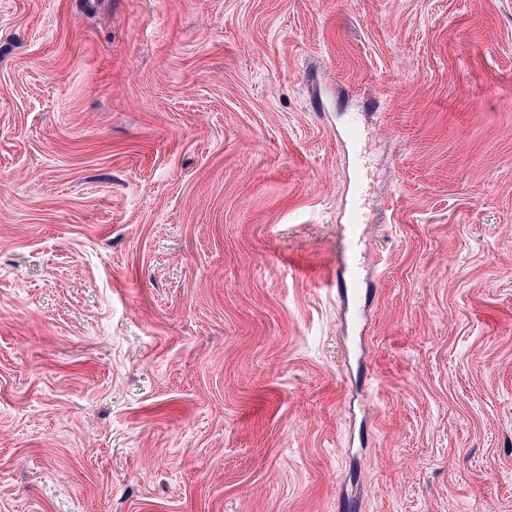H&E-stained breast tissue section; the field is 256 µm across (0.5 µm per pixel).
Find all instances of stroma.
Wrapping results in <instances>:
<instances>
[{"instance_id":"1","label":"stroma","mask_w":512,"mask_h":512,"mask_svg":"<svg viewBox=\"0 0 512 512\" xmlns=\"http://www.w3.org/2000/svg\"><path fill=\"white\" fill-rule=\"evenodd\" d=\"M0 512H512V0H0Z\"/></svg>"}]
</instances>
